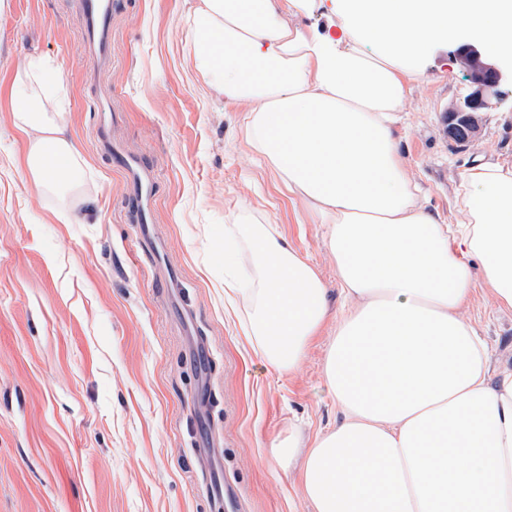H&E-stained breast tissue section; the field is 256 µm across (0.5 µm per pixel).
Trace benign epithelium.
<instances>
[{
  "label": "benign epithelium",
  "mask_w": 512,
  "mask_h": 512,
  "mask_svg": "<svg viewBox=\"0 0 512 512\" xmlns=\"http://www.w3.org/2000/svg\"><path fill=\"white\" fill-rule=\"evenodd\" d=\"M457 56L469 73L471 91L448 108V135L455 143L466 146L480 137L482 114L502 104L505 92L501 87L512 82V77L471 44L461 45Z\"/></svg>",
  "instance_id": "benign-epithelium-1"
}]
</instances>
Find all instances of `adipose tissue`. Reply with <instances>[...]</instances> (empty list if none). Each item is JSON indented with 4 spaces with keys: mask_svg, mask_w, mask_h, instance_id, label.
Here are the masks:
<instances>
[{
    "mask_svg": "<svg viewBox=\"0 0 512 512\" xmlns=\"http://www.w3.org/2000/svg\"><path fill=\"white\" fill-rule=\"evenodd\" d=\"M300 0H195L196 71L246 106L245 141L326 226L341 292L332 311L316 269L252 214L225 225L224 295L277 371H295L328 316L327 387L342 415L298 464L314 512H512V370L491 373L461 315L476 282L512 310V165L476 159L456 189L465 222L441 223L405 172L395 122L405 78L427 49L467 27L512 52V0H343L340 38L304 32ZM12 111L39 191L69 194L76 148L63 113L26 85ZM249 271L238 275L241 252Z\"/></svg>",
    "mask_w": 512,
    "mask_h": 512,
    "instance_id": "ef3b65f1",
    "label": "adipose tissue"
}]
</instances>
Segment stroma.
<instances>
[{"label":"stroma","mask_w":512,"mask_h":512,"mask_svg":"<svg viewBox=\"0 0 512 512\" xmlns=\"http://www.w3.org/2000/svg\"><path fill=\"white\" fill-rule=\"evenodd\" d=\"M194 0H120L112 66L84 80L73 0L0 7V512H313L295 467L273 442L312 438L339 418L323 377L328 321L300 367L277 372L224 304V227L256 210L340 286L323 225L311 223L246 146L245 108L210 90L191 59ZM338 35L341 0H312L298 19ZM466 31L434 44L407 81L400 152L428 208L464 221L455 188L478 157L512 162V97L484 113L479 139L455 144L445 113L469 82L456 50ZM59 68L71 137L85 161L79 190L39 192L11 124L15 82L29 57ZM112 94V140L152 165L155 223L143 251L124 172L98 146L96 102ZM79 224H61L60 209ZM463 314L488 338L492 365L512 369V311L476 284Z\"/></svg>","instance_id":"stroma-1"}]
</instances>
